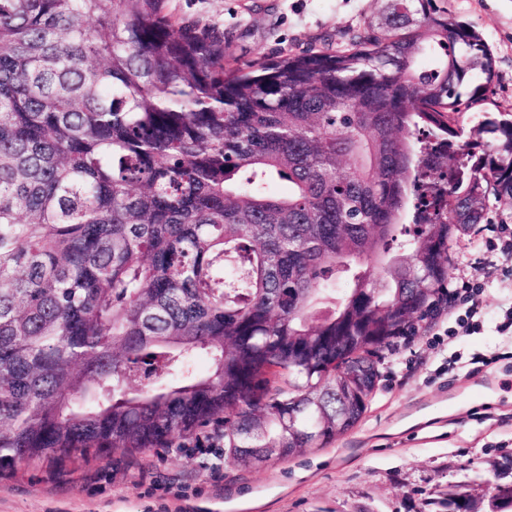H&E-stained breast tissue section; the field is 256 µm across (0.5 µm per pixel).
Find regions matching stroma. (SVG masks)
<instances>
[{"label": "stroma", "instance_id": "obj_1", "mask_svg": "<svg viewBox=\"0 0 512 512\" xmlns=\"http://www.w3.org/2000/svg\"><path fill=\"white\" fill-rule=\"evenodd\" d=\"M184 16L218 25L240 62L280 50L336 47L378 10L377 0H173ZM473 24L494 57L482 111L465 114L463 138L483 112H512V0H435ZM512 205L448 244L449 285L484 289L477 329L449 335L451 314L387 351L359 424L326 445L244 469L205 467L192 444L135 455L76 458L66 469L17 464L0 474V512H436L450 489L485 512L492 487L512 482V337L499 333L512 291V258L490 251ZM497 356L473 371L476 356Z\"/></svg>", "mask_w": 512, "mask_h": 512}]
</instances>
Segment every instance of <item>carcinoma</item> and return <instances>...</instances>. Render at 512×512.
I'll return each mask as SVG.
<instances>
[{"label":"carcinoma","mask_w":512,"mask_h":512,"mask_svg":"<svg viewBox=\"0 0 512 512\" xmlns=\"http://www.w3.org/2000/svg\"><path fill=\"white\" fill-rule=\"evenodd\" d=\"M170 2L0 0V472L211 425L244 468L332 441L448 310V239L512 204V117L455 141L494 59L433 0L244 64Z\"/></svg>","instance_id":"1"}]
</instances>
